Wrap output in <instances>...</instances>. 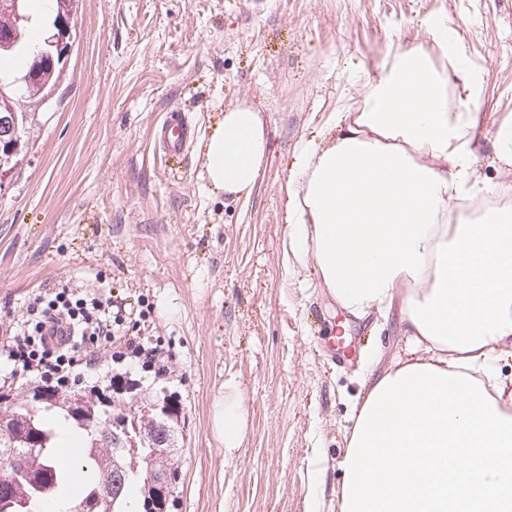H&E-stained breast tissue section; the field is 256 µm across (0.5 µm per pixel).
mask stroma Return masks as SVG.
I'll list each match as a JSON object with an SVG mask.
<instances>
[{"label": "stroma", "mask_w": 512, "mask_h": 512, "mask_svg": "<svg viewBox=\"0 0 512 512\" xmlns=\"http://www.w3.org/2000/svg\"><path fill=\"white\" fill-rule=\"evenodd\" d=\"M77 38L51 99L31 113L24 156L0 185V339L34 293L99 285L174 353L163 378L113 393L178 404L168 512H339L352 409L404 356L399 310L351 316L313 268L284 269V205L296 143L356 110L390 48L436 53L457 37L484 74L470 105L486 132L477 175L512 185L494 135L512 124V0H79ZM259 112L267 161L249 198L204 179V141L230 103ZM187 112L185 155L154 133ZM245 398L225 451L215 403Z\"/></svg>", "instance_id": "stroma-1"}]
</instances>
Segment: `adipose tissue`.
Returning a JSON list of instances; mask_svg holds the SVG:
<instances>
[{"mask_svg": "<svg viewBox=\"0 0 512 512\" xmlns=\"http://www.w3.org/2000/svg\"><path fill=\"white\" fill-rule=\"evenodd\" d=\"M469 95L482 86L444 26L429 27ZM339 134L298 142L286 186L285 242L350 314L400 307L408 360L355 406L340 512H512V205L470 216L494 185L473 167L482 123L448 94L429 54L395 50L364 84ZM269 145L248 104L224 110L205 143L213 190L247 196ZM241 393L213 427L238 447Z\"/></svg>", "mask_w": 512, "mask_h": 512, "instance_id": "ef3b65f1", "label": "adipose tissue"}]
</instances>
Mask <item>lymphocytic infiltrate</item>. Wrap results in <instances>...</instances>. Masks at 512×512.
Wrapping results in <instances>:
<instances>
[{
  "instance_id": "lymphocytic-infiltrate-1",
  "label": "lymphocytic infiltrate",
  "mask_w": 512,
  "mask_h": 512,
  "mask_svg": "<svg viewBox=\"0 0 512 512\" xmlns=\"http://www.w3.org/2000/svg\"><path fill=\"white\" fill-rule=\"evenodd\" d=\"M67 326L68 336H56L54 326ZM121 362L138 359L147 372H161L171 359L163 340L132 332L112 301L95 289L61 287L51 296L36 295L17 320L14 331L0 344V355L10 364L0 374V388L11 387L24 375L37 389L60 392L82 384L99 353Z\"/></svg>"
}]
</instances>
